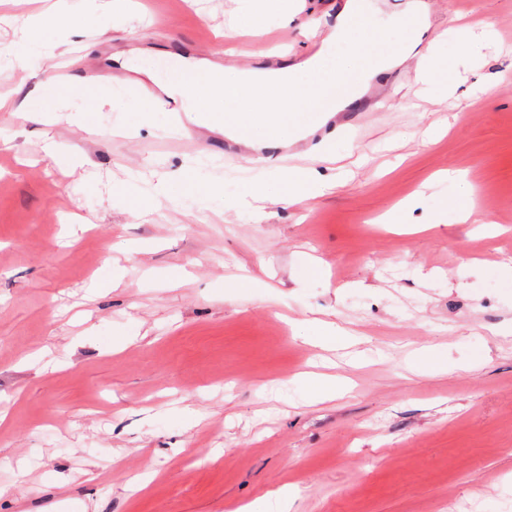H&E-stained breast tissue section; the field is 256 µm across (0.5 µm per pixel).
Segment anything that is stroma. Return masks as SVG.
Returning a JSON list of instances; mask_svg holds the SVG:
<instances>
[{"label": "stroma", "instance_id": "obj_1", "mask_svg": "<svg viewBox=\"0 0 512 512\" xmlns=\"http://www.w3.org/2000/svg\"><path fill=\"white\" fill-rule=\"evenodd\" d=\"M90 2L37 32L41 0H0V55L29 46L38 75L0 68L1 96L95 84L79 112H0V512H278L279 490L291 512H512V0H425L446 68L385 72L372 111L305 135L302 165L350 178L301 204L223 128L151 111L153 85L116 106L98 80L132 50L298 62L342 0ZM165 177L199 205L151 202ZM259 181L267 219L243 223ZM468 186L475 223L443 206ZM324 356L344 391L307 400Z\"/></svg>", "mask_w": 512, "mask_h": 512}]
</instances>
